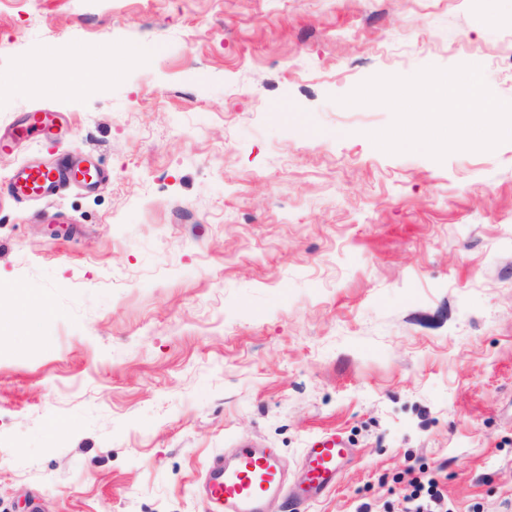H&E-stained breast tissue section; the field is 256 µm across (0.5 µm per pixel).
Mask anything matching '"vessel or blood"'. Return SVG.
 <instances>
[{
    "label": "vessel or blood",
    "mask_w": 512,
    "mask_h": 512,
    "mask_svg": "<svg viewBox=\"0 0 512 512\" xmlns=\"http://www.w3.org/2000/svg\"><path fill=\"white\" fill-rule=\"evenodd\" d=\"M48 113L36 111L0 137V152L30 140L35 131L46 129ZM105 172L94 162L81 167L67 165H24L11 172L7 190L20 200L41 199L61 187L74 184L100 186ZM353 455L346 441L336 434L316 438L304 449L302 476L289 484L279 456L273 449L239 444L230 456L216 458L207 472L205 493L212 512H265L267 503L283 498L288 512H303L335 488L336 480Z\"/></svg>",
    "instance_id": "obj_1"
}]
</instances>
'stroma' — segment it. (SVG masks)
Listing matches in <instances>:
<instances>
[{
  "mask_svg": "<svg viewBox=\"0 0 512 512\" xmlns=\"http://www.w3.org/2000/svg\"><path fill=\"white\" fill-rule=\"evenodd\" d=\"M113 69L71 93V67ZM481 66L512 102V0H0V154L109 174L0 192V512H208L254 441L289 470L355 453L308 512H396L417 475L454 512L512 505V141L389 154L377 75ZM47 68L22 92L23 68ZM49 122L48 112L31 113L23 123L14 126L8 134L0 137V152H9L18 142L30 140L35 131L46 129ZM41 308L42 305L37 299L26 295L21 290H17L11 322L16 325L23 324L34 332L38 328L34 317Z\"/></svg>",
  "mask_w": 512,
  "mask_h": 512,
  "instance_id": "35a3bbf8",
  "label": "stroma"
}]
</instances>
